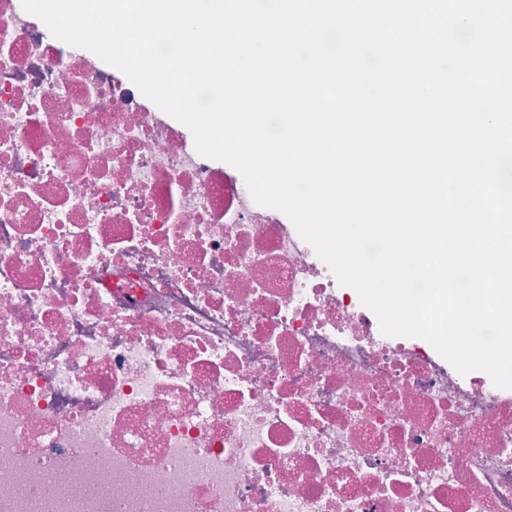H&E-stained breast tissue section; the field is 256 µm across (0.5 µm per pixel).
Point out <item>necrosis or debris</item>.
<instances>
[{"label":"necrosis or debris","mask_w":512,"mask_h":512,"mask_svg":"<svg viewBox=\"0 0 512 512\" xmlns=\"http://www.w3.org/2000/svg\"><path fill=\"white\" fill-rule=\"evenodd\" d=\"M188 133L0 0V512H512V389Z\"/></svg>","instance_id":"obj_1"}]
</instances>
